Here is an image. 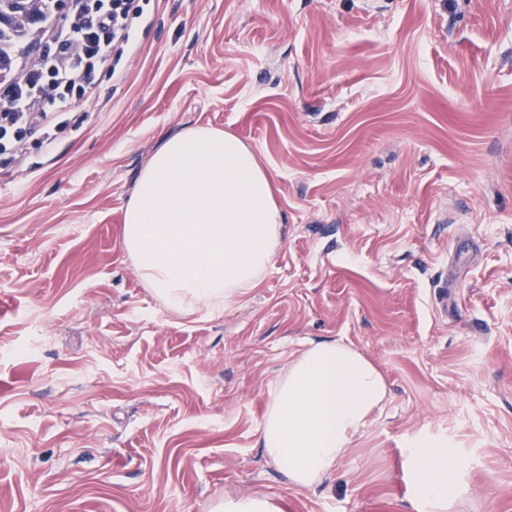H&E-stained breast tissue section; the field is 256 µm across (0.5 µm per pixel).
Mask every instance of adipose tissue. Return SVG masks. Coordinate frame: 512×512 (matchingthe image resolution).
I'll return each mask as SVG.
<instances>
[{"label":"adipose tissue","instance_id":"adipose-tissue-1","mask_svg":"<svg viewBox=\"0 0 512 512\" xmlns=\"http://www.w3.org/2000/svg\"><path fill=\"white\" fill-rule=\"evenodd\" d=\"M283 236L272 180L237 136L205 126L164 137L125 207L124 247L171 311L223 313L267 271ZM386 397L381 372L342 342H310L271 395L260 443L299 490L330 479ZM416 512H450L464 487L448 441L408 450Z\"/></svg>","mask_w":512,"mask_h":512}]
</instances>
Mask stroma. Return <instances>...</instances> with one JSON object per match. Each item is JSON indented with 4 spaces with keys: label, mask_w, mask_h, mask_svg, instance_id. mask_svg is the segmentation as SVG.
Returning a JSON list of instances; mask_svg holds the SVG:
<instances>
[{
    "label": "stroma",
    "mask_w": 512,
    "mask_h": 512,
    "mask_svg": "<svg viewBox=\"0 0 512 512\" xmlns=\"http://www.w3.org/2000/svg\"><path fill=\"white\" fill-rule=\"evenodd\" d=\"M125 80L0 173V512H415L406 456L466 464L451 512H512V0H150ZM235 134L284 237L218 316H179L123 246L163 138ZM387 396L332 479L259 445L309 341ZM216 511L222 512H277V508L267 499L259 496H244L236 500L224 501Z\"/></svg>",
    "instance_id": "obj_1"
}]
</instances>
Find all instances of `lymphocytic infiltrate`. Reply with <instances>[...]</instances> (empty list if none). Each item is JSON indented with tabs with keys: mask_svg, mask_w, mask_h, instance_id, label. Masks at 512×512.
<instances>
[{
	"mask_svg": "<svg viewBox=\"0 0 512 512\" xmlns=\"http://www.w3.org/2000/svg\"><path fill=\"white\" fill-rule=\"evenodd\" d=\"M37 36L0 81V170L19 171L28 141L53 151L77 130L79 114L99 99L103 80L123 78L121 60L141 26L140 0H48Z\"/></svg>",
	"mask_w": 512,
	"mask_h": 512,
	"instance_id": "1",
	"label": "lymphocytic infiltrate"
}]
</instances>
